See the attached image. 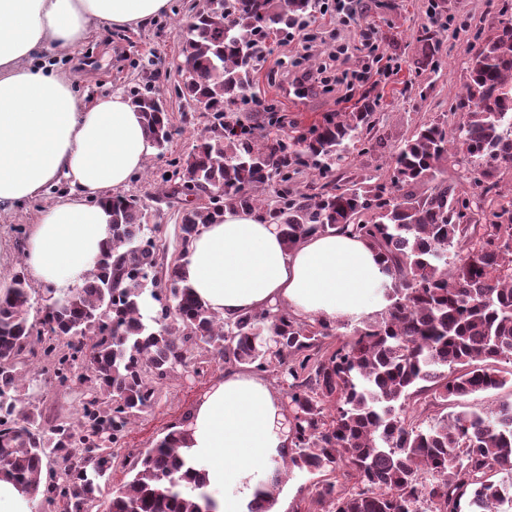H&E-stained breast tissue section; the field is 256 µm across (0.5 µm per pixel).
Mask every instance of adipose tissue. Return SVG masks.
I'll return each instance as SVG.
<instances>
[{
  "label": "adipose tissue",
  "instance_id": "adipose-tissue-1",
  "mask_svg": "<svg viewBox=\"0 0 512 512\" xmlns=\"http://www.w3.org/2000/svg\"><path fill=\"white\" fill-rule=\"evenodd\" d=\"M170 0H0V214L38 204L25 230L22 264L33 283L79 284L111 237L109 199L140 172L154 148L122 92L84 101L57 66L99 28L144 25ZM183 272L221 318L271 306L300 320L362 322L387 305L389 282L371 245L348 232L315 233L287 247L277 225L225 212L193 239ZM182 430L181 453L201 463L218 512H248L264 462L293 446L288 410L256 372L227 371Z\"/></svg>",
  "mask_w": 512,
  "mask_h": 512
}]
</instances>
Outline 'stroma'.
I'll return each instance as SVG.
<instances>
[{
	"instance_id": "obj_1",
	"label": "stroma",
	"mask_w": 512,
	"mask_h": 512,
	"mask_svg": "<svg viewBox=\"0 0 512 512\" xmlns=\"http://www.w3.org/2000/svg\"><path fill=\"white\" fill-rule=\"evenodd\" d=\"M195 0H171L170 15L146 26L125 30L104 28L95 33L77 54L61 60L82 96H92L105 90H131L152 83L166 98L173 118H180L181 106L172 97L174 74L171 61L181 49L183 25ZM429 0H361L360 24L378 30L379 50L399 69L389 80L369 78L354 85L352 91L341 87L324 88L320 84L298 83L293 71L300 55L295 43L274 46L262 68L256 73L249 94L259 97L263 111H241L240 117L257 130L267 126L268 112L282 116L286 130H308L322 122L325 115L356 112L364 104H372L379 143L372 150L362 147L352 150V162L342 171L343 177L360 180L384 177L395 148L422 123L438 121L455 126L461 113L456 101L468 79L466 63L483 43L493 39L496 30L491 20L500 13L512 14V0H444L445 11L458 21H466L460 33L445 32L436 62L422 61L420 38L427 24ZM432 85L427 97L417 89ZM207 114L196 113L192 124L170 146L166 155H151L144 168L125 187V194L141 196L150 203L155 220L160 224V245L167 252L179 249L177 202L159 197L158 189L169 158L184 153L196 140L207 133ZM61 193L54 187L43 196L40 204L0 215V283L8 281L21 266V246L16 230L31 224L40 208L56 201ZM224 377V367L212 364L200 375L181 370L164 382L158 404L143 414L126 433L122 456L114 460L110 486L128 481L130 474L122 462L123 456L135 455L151 448L168 432L193 412L208 388Z\"/></svg>"
}]
</instances>
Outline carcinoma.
Masks as SVG:
<instances>
[{
  "mask_svg": "<svg viewBox=\"0 0 512 512\" xmlns=\"http://www.w3.org/2000/svg\"><path fill=\"white\" fill-rule=\"evenodd\" d=\"M315 9V0L194 5L174 93L209 110L211 124L172 159L162 193L196 195L178 212L183 257L226 210L278 225L290 247L318 231L366 238L391 278L387 306L343 333L277 306L226 321L186 284L181 260L164 261L149 205L113 198L111 244L80 285L51 290L37 309L25 269L0 285V475L52 512H217L173 430L129 460L126 485H101L113 449L154 407L159 385L180 368L202 373L213 362L291 379L294 443L274 472L322 476L307 512H512V483L494 480L512 470V399L427 423L406 417L424 393L446 407L509 382L493 364L512 360V199L489 194L512 169V16L502 13L501 32L469 59L456 127L422 124L381 182L309 192L288 182L302 167L332 177L372 123V106L298 134L273 112L263 136L226 107L252 84L271 41ZM130 99L161 154L194 120L184 110L175 125L149 87ZM460 163L467 189L446 176ZM332 336L340 337L334 347ZM271 337L274 354L265 352ZM68 381L84 388L77 420L45 419L26 405L41 385Z\"/></svg>",
  "mask_w": 512,
  "mask_h": 512,
  "instance_id": "1",
  "label": "carcinoma"
}]
</instances>
